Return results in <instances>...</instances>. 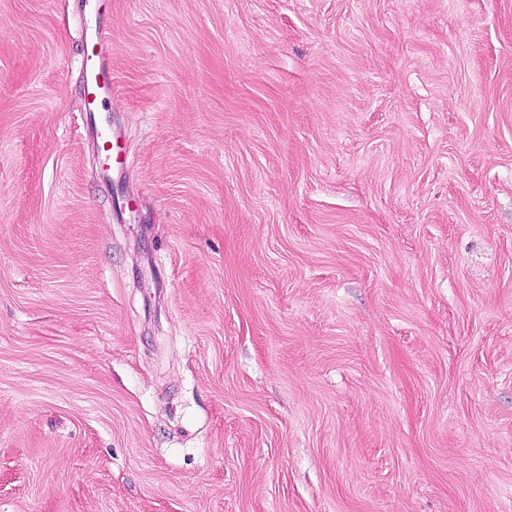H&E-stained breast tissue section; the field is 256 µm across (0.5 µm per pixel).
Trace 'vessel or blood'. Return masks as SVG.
Returning a JSON list of instances; mask_svg holds the SVG:
<instances>
[{
  "label": "vessel or blood",
  "instance_id": "obj_1",
  "mask_svg": "<svg viewBox=\"0 0 512 512\" xmlns=\"http://www.w3.org/2000/svg\"><path fill=\"white\" fill-rule=\"evenodd\" d=\"M105 16L104 0H86L82 22L94 25L96 29L94 38L86 40L83 51L87 106L92 110L112 87V71L108 63L111 37Z\"/></svg>",
  "mask_w": 512,
  "mask_h": 512
}]
</instances>
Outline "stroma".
<instances>
[{
	"label": "stroma",
	"mask_w": 512,
	"mask_h": 512,
	"mask_svg": "<svg viewBox=\"0 0 512 512\" xmlns=\"http://www.w3.org/2000/svg\"><path fill=\"white\" fill-rule=\"evenodd\" d=\"M0 0V512H512V0ZM105 0H87L85 13L82 17L85 30L83 61L86 80V99L89 112H93L100 99L112 89V70L109 67L108 55L111 46L110 32L105 23ZM95 26L96 34L88 39L89 25Z\"/></svg>",
	"instance_id": "stroma-1"
}]
</instances>
